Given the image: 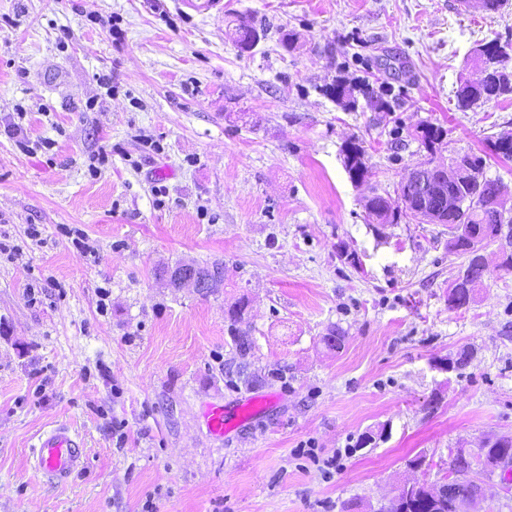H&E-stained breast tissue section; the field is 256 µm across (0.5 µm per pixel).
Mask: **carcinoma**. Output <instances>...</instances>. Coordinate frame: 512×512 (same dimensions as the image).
Segmentation results:
<instances>
[{"label":"carcinoma","instance_id":"1","mask_svg":"<svg viewBox=\"0 0 512 512\" xmlns=\"http://www.w3.org/2000/svg\"><path fill=\"white\" fill-rule=\"evenodd\" d=\"M235 43L243 52L252 50L257 43V29L248 22H240L236 29ZM500 57L502 53L499 51L498 42L492 40L474 50L473 61L480 67L489 63L498 65ZM325 93L347 109H353L357 105L354 88L343 80L327 86ZM510 94L512 86L501 87L492 83L477 86L473 80L462 78L456 91L457 106L468 109L477 101L489 102ZM446 135L447 130L443 126L428 123L420 128L418 139L422 148L432 155L443 143ZM363 157L364 149L359 141L351 140L345 145V169L355 183L363 181L367 174ZM462 161L475 170L478 177L450 182L442 195L411 186L403 193L400 201L391 203L375 194L365 204L369 217L378 224H397L401 220H408L419 224L450 225L451 238L448 246L454 252L467 257V264L459 270L448 287V308L453 310L466 308L474 302L478 288L484 283L474 242L494 241L500 236L503 224L499 214L490 207V199L499 189V182L485 176V159L472 153H464ZM450 197L467 203L462 214L448 210ZM191 273L201 281L200 291L206 294L213 292L212 281H224V269L218 265L211 268L196 265ZM232 341L241 359L238 381L248 388L256 382L255 376L248 372L247 358L252 350L251 341L245 333L237 330L232 334ZM468 486L469 482L463 481L455 488L453 495L442 499L425 491L412 493L401 499L399 512H455L454 498L466 495Z\"/></svg>","mask_w":512,"mask_h":512}]
</instances>
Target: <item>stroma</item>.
I'll list each match as a JSON object with an SVG mask.
<instances>
[{
    "instance_id": "1",
    "label": "stroma",
    "mask_w": 512,
    "mask_h": 512,
    "mask_svg": "<svg viewBox=\"0 0 512 512\" xmlns=\"http://www.w3.org/2000/svg\"><path fill=\"white\" fill-rule=\"evenodd\" d=\"M221 4L0 0V512H377L404 482H438L451 450L512 435V224L483 251L476 302L452 310L466 258L447 225L365 209L407 178L429 122L448 131L435 163L486 156L512 208V160L489 152L512 136V98L455 97L474 49L512 39V0L491 16L462 0ZM243 17L262 35L248 53ZM336 78L387 109H344L322 92ZM354 138L361 183L344 167ZM179 262L221 264L223 286L167 287ZM242 297L249 388L228 376L224 312ZM465 349L462 369L436 368ZM254 395L275 402L208 432L206 406ZM59 424L86 453L63 483L29 462ZM308 442L354 453L326 480L295 455ZM364 149L357 140L349 141L344 147V165L351 181L358 183L364 180L367 167L363 161Z\"/></svg>"
}]
</instances>
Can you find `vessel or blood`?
<instances>
[{"label":"vessel or blood","mask_w":512,"mask_h":512,"mask_svg":"<svg viewBox=\"0 0 512 512\" xmlns=\"http://www.w3.org/2000/svg\"><path fill=\"white\" fill-rule=\"evenodd\" d=\"M267 406V399L251 396L231 408L209 406L203 417L209 432L220 439L260 415ZM83 448L82 438L62 424L38 436L32 446V457L39 471L63 482L81 466Z\"/></svg>","instance_id":"b4317fda"}]
</instances>
